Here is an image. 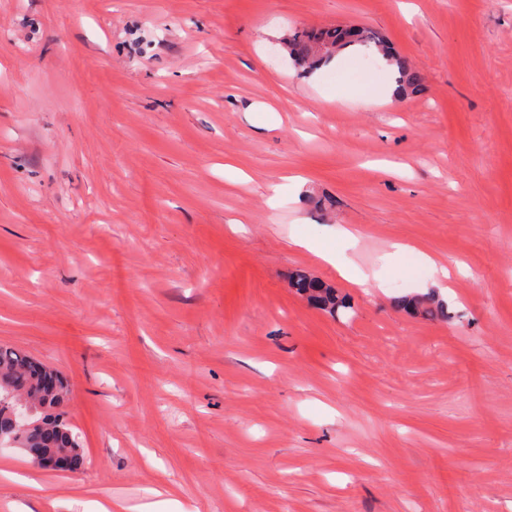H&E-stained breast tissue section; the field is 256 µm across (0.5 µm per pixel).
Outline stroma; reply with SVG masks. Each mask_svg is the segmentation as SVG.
Listing matches in <instances>:
<instances>
[{
    "instance_id": "1",
    "label": "stroma",
    "mask_w": 512,
    "mask_h": 512,
    "mask_svg": "<svg viewBox=\"0 0 512 512\" xmlns=\"http://www.w3.org/2000/svg\"><path fill=\"white\" fill-rule=\"evenodd\" d=\"M337 25L423 92L370 103L359 48L299 75L281 38ZM420 252L445 320L395 305ZM0 344L84 448L0 449V512H512V0H0ZM338 272L357 288H378L382 285L375 273L364 272L356 266L343 264L338 267ZM292 288L304 296L314 307L335 314L347 308L348 303L336 288L315 279L303 271H296L291 277Z\"/></svg>"
}]
</instances>
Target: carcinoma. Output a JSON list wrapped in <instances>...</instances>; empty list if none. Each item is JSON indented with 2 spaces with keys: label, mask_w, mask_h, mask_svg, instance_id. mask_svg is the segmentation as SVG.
Instances as JSON below:
<instances>
[{
  "label": "carcinoma",
  "mask_w": 512,
  "mask_h": 512,
  "mask_svg": "<svg viewBox=\"0 0 512 512\" xmlns=\"http://www.w3.org/2000/svg\"><path fill=\"white\" fill-rule=\"evenodd\" d=\"M351 43L391 58L397 68L399 87L412 93L420 91L421 76L417 68L397 56L372 30L362 29L354 38L347 37L343 27L295 30L288 34L285 45L293 64L308 71L329 61ZM291 285L318 309L334 314L348 307L344 296L335 288L303 271L293 273ZM397 305L431 318L445 317V304L434 295L403 296L397 299ZM67 395V387L56 370L17 348L0 345V434L7 438L16 436V447L37 466L40 457L50 449L70 455L74 468L83 463L79 437L63 411Z\"/></svg>",
  "instance_id": "carcinoma-1"
}]
</instances>
